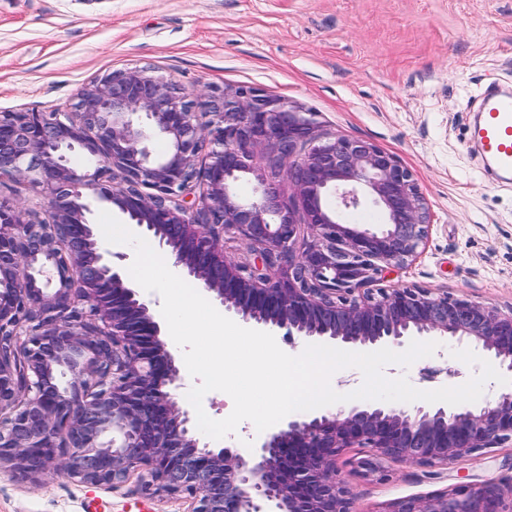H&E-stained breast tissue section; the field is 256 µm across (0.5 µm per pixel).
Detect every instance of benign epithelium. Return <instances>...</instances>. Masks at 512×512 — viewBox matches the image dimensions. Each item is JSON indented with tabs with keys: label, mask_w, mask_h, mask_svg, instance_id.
Listing matches in <instances>:
<instances>
[{
	"label": "benign epithelium",
	"mask_w": 512,
	"mask_h": 512,
	"mask_svg": "<svg viewBox=\"0 0 512 512\" xmlns=\"http://www.w3.org/2000/svg\"><path fill=\"white\" fill-rule=\"evenodd\" d=\"M2 179L42 195L48 219L0 202V468L92 486L135 475L189 512H353L337 466L347 448L370 449L358 467L387 476L388 462L433 468L512 445L510 388L482 403L343 405L289 418L246 449L210 447L176 400L159 322L83 201L99 190L244 322L345 347L445 338L512 373V309L374 287L417 257L430 216L411 171L373 142L323 133L317 113L261 90L202 98L135 68L80 88L68 112H1ZM242 179L255 183L245 201ZM367 203L382 222L350 221ZM229 240L254 262L228 261ZM382 512L512 506L496 483L462 482Z\"/></svg>",
	"instance_id": "7a95c632"
}]
</instances>
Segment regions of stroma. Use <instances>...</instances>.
Masks as SVG:
<instances>
[{"label": "stroma", "mask_w": 512, "mask_h": 512, "mask_svg": "<svg viewBox=\"0 0 512 512\" xmlns=\"http://www.w3.org/2000/svg\"><path fill=\"white\" fill-rule=\"evenodd\" d=\"M146 68L190 92L247 86L317 114L323 132L370 140L414 175L430 212L422 253L379 287L445 290L512 309V183L488 180L470 141L482 89H512V0H0V112H50L110 71ZM457 345L386 365L420 390L480 368ZM341 474L356 512L461 481L512 485V447L449 466ZM179 496L0 470V512H187Z\"/></svg>", "instance_id": "1"}]
</instances>
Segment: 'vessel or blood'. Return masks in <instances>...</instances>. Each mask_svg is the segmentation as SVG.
Instances as JSON below:
<instances>
[{
    "label": "vessel or blood",
    "instance_id": "1",
    "mask_svg": "<svg viewBox=\"0 0 512 512\" xmlns=\"http://www.w3.org/2000/svg\"><path fill=\"white\" fill-rule=\"evenodd\" d=\"M471 139L493 180L512 182V91L489 84L471 131Z\"/></svg>",
    "mask_w": 512,
    "mask_h": 512
}]
</instances>
